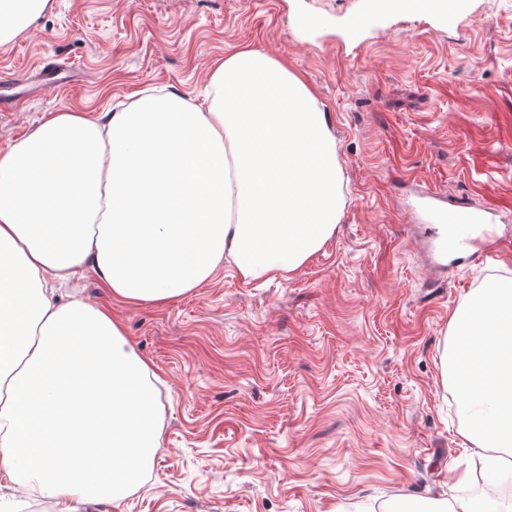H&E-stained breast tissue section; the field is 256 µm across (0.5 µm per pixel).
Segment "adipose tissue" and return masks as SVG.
I'll return each mask as SVG.
<instances>
[{"instance_id":"adipose-tissue-1","label":"adipose tissue","mask_w":512,"mask_h":512,"mask_svg":"<svg viewBox=\"0 0 512 512\" xmlns=\"http://www.w3.org/2000/svg\"><path fill=\"white\" fill-rule=\"evenodd\" d=\"M208 83L204 109L147 93L53 112L0 151V470L60 512L125 497L161 422L121 320L46 278L90 269L113 302L165 304L227 259L246 282L301 269L344 209L336 140L301 76L242 48Z\"/></svg>"}]
</instances>
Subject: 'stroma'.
I'll use <instances>...</instances> for the list:
<instances>
[{"label":"stroma","instance_id":"35a3bbf8","mask_svg":"<svg viewBox=\"0 0 512 512\" xmlns=\"http://www.w3.org/2000/svg\"><path fill=\"white\" fill-rule=\"evenodd\" d=\"M369 0H50L0 46V77L43 60L79 70L0 112V150L52 112L114 111L149 89L202 98L213 62L251 47L302 75L336 139L346 204L296 272L231 264L164 305L112 304L93 271L72 290L111 305L161 379L162 443L119 500L76 512H438L482 500L457 399L441 377L455 310L512 256L435 267L439 232L404 211L418 187L449 207H501L512 235V0L453 18ZM301 14L316 30H297ZM0 512H57L0 477Z\"/></svg>","mask_w":512,"mask_h":512}]
</instances>
